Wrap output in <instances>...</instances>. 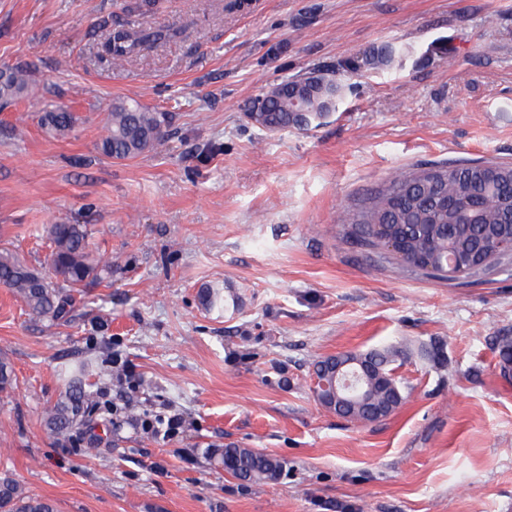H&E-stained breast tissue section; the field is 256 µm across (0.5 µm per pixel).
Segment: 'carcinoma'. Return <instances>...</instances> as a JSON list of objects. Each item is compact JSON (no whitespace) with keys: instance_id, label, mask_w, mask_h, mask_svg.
<instances>
[{"instance_id":"obj_1","label":"carcinoma","mask_w":512,"mask_h":512,"mask_svg":"<svg viewBox=\"0 0 512 512\" xmlns=\"http://www.w3.org/2000/svg\"><path fill=\"white\" fill-rule=\"evenodd\" d=\"M158 0H124L122 13L150 14ZM105 53L111 63L122 64L132 56L181 34V29L162 26L153 29L131 28L106 20ZM401 48L389 44L347 59L343 71L361 74L403 66ZM334 86L336 94L348 86L324 75L305 83L286 78L270 85L264 92L270 121L279 129L308 130L320 124L327 98L321 95L320 81ZM28 71L21 68L0 71V103L12 104L29 93ZM77 117L59 105L39 117L40 125L64 134L72 130ZM165 135L163 113L141 103L117 100L110 106L107 135L99 149L113 160L136 158L151 149ZM480 161L450 162L442 166H417L392 175L374 193L364 198L349 213L346 237L388 263L413 270L414 261L431 266L417 271L424 277L469 285L493 274L512 270V252L494 251L490 260L477 267L459 263L449 268L446 256L458 254L468 243L484 239L483 231L491 225L512 221V179L474 183L471 173ZM425 209L428 222L409 220L413 208ZM392 235L402 243V255L379 251V239ZM50 242L51 274L21 259L7 247L0 248V286L10 289L33 320L59 325L67 321L76 296L87 286L100 282L112 272V265L94 256L93 231L87 224H50L46 227ZM492 349L503 375L512 374V336L493 339ZM403 351L383 348L339 354L344 360H357L366 369L365 389L355 404L339 410L340 417L359 422H374L389 416L405 399L403 383L395 376L393 364ZM85 366L71 370L64 395L47 408L49 428L60 436H69L83 425L88 416L85 390ZM15 372L9 357L0 354V392H9ZM216 468L247 482L276 480L282 473L280 460L253 448H215L208 454ZM0 512H56L46 498L30 495L14 479L0 476Z\"/></svg>"}]
</instances>
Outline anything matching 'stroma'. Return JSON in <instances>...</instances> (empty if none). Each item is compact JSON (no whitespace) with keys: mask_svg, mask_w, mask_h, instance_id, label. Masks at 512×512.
Returning <instances> with one entry per match:
<instances>
[{"mask_svg":"<svg viewBox=\"0 0 512 512\" xmlns=\"http://www.w3.org/2000/svg\"><path fill=\"white\" fill-rule=\"evenodd\" d=\"M115 0H0V69L30 70L0 107V244L46 265L49 224H91L112 276L65 325L30 320L0 287V475L59 512H512V275L458 286L380 261L342 235L360 199L418 163H512V0H159L140 27L181 38L99 63ZM448 42L452 55L439 56ZM403 67L350 77L345 103L308 131L270 132L250 101L271 84L384 44ZM170 119L163 140L117 161L97 145L113 101ZM78 121L41 127L45 105ZM222 304L206 305L203 289ZM445 344L437 365L397 359L406 399L349 422L315 398L319 358ZM84 361L95 412L51 433L65 367ZM170 411L172 439L142 421ZM238 445L280 478L211 466ZM492 349L497 358L501 373L504 376L512 374V336H495L492 342Z\"/></svg>","mask_w":512,"mask_h":512,"instance_id":"1","label":"stroma"}]
</instances>
